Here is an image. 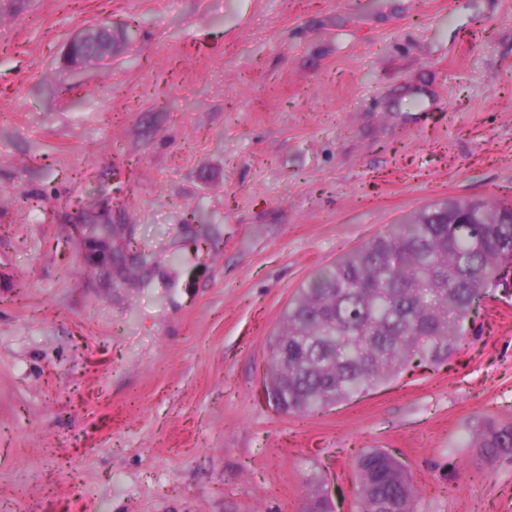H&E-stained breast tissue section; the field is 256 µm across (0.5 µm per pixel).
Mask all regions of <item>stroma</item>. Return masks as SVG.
<instances>
[{
	"label": "stroma",
	"instance_id": "35a3bbf8",
	"mask_svg": "<svg viewBox=\"0 0 512 512\" xmlns=\"http://www.w3.org/2000/svg\"><path fill=\"white\" fill-rule=\"evenodd\" d=\"M112 28V55L71 38ZM78 200L148 265L81 274ZM448 199L512 203V0H0V512H512V305L447 360L311 416L263 397L319 272ZM108 32L112 43V29L103 24H91L84 27L75 37H73L69 44V52L75 61L81 62H99V59L105 57H98L88 51L90 46L98 42V39ZM474 448L490 466L497 459L512 455V422L490 421L477 428L473 435ZM380 450L363 453L357 463L359 512H417L419 491L403 464L390 467ZM402 469L403 478L397 476Z\"/></svg>",
	"mask_w": 512,
	"mask_h": 512
}]
</instances>
